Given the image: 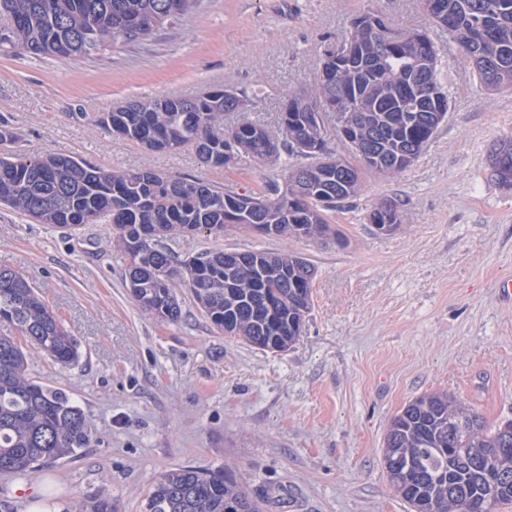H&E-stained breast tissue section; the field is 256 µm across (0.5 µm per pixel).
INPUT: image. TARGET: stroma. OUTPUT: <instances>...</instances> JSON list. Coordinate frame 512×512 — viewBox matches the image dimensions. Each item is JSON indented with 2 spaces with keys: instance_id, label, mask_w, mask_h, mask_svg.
<instances>
[{
  "instance_id": "1",
  "label": "stroma",
  "mask_w": 512,
  "mask_h": 512,
  "mask_svg": "<svg viewBox=\"0 0 512 512\" xmlns=\"http://www.w3.org/2000/svg\"><path fill=\"white\" fill-rule=\"evenodd\" d=\"M368 10L404 31L432 26L422 0H202L183 25L89 61L0 55V125L14 135L0 150L260 190L281 166L242 154L210 168L189 148L151 152L111 136L98 117L140 96L221 85L246 92L240 115L276 130L289 92L314 87L325 50ZM438 79L446 120L410 167L363 175L331 215L336 236H168L183 259L258 250L309 260L310 308L283 352L224 334L182 285L178 321L139 309L111 225L69 231L0 206V267L37 289L79 350L67 367L29 352L27 374L69 394L90 434L73 453L0 475V512H25L35 484L67 512L101 497L141 512L155 480L182 466L231 471L263 512H410L383 462L406 403L441 391L489 425L512 421V301L497 288L512 278V190L491 167L512 140V89L483 88L453 46ZM390 199L402 222L381 234L369 215Z\"/></svg>"
}]
</instances>
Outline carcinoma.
<instances>
[{"label":"carcinoma","mask_w":512,"mask_h":512,"mask_svg":"<svg viewBox=\"0 0 512 512\" xmlns=\"http://www.w3.org/2000/svg\"><path fill=\"white\" fill-rule=\"evenodd\" d=\"M201 0H0V53L34 59H93L117 46L166 29L194 13ZM427 14L448 44L457 45L480 84L512 85V0H424ZM349 58L319 70L311 91L288 95L278 117L280 136L259 120L224 125L239 110L240 93L216 86L202 96H145L99 117L112 135L159 152L193 148L202 162L226 168L240 152L264 161L281 153L308 162L285 169L284 190L271 183L261 192L239 193L200 179L170 177L150 169L112 171L82 159L44 152L0 155V204L38 224L78 229L110 224L130 259L129 283L136 304L162 320L182 315L175 285L186 282L195 303L218 328L233 314L237 335L258 343L291 335L297 301L292 289L311 288L313 266L295 254L248 251L226 256L204 251L178 259L162 232H209L278 224L279 236L304 238L335 232L328 212L356 196L362 172L398 173L405 153L423 150L436 128L435 114L450 101L437 79L440 48L426 29L409 32L352 21L340 41ZM431 49L430 74L415 75ZM387 57L386 67L376 61ZM351 112V126L368 148H350L346 169L328 163L323 119L335 102ZM317 144V150L297 145ZM512 168V140L492 154V167ZM30 346L67 366L78 348L35 288L0 267V474H21L34 463L85 447L81 409L69 395L30 380L27 356L13 331ZM461 404L446 394H425L406 405L390 425L386 445L410 460L408 473L391 479L412 512H487L512 501V422L495 428L469 409L458 425L450 417ZM143 512H261L259 503L222 469L184 466L159 477Z\"/></svg>","instance_id":"cac0c4a2"}]
</instances>
